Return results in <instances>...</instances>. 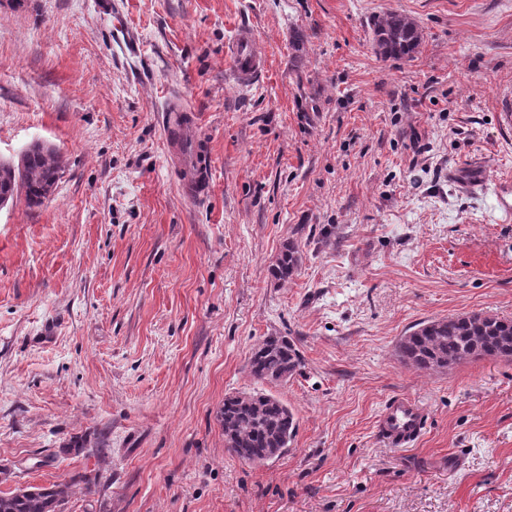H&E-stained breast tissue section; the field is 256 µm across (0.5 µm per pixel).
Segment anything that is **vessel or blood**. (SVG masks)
<instances>
[{"label":"vessel or blood","mask_w":512,"mask_h":512,"mask_svg":"<svg viewBox=\"0 0 512 512\" xmlns=\"http://www.w3.org/2000/svg\"><path fill=\"white\" fill-rule=\"evenodd\" d=\"M235 77L244 83L256 82L266 69V60L257 48L252 29L238 31L229 49ZM162 127L171 147L170 160L183 172V192L192 200L208 193V147L198 137L194 115L186 102L173 98L164 110ZM423 411L415 400L402 397L388 404L378 420V432L388 443L402 446L415 441L421 431Z\"/></svg>","instance_id":"obj_1"}]
</instances>
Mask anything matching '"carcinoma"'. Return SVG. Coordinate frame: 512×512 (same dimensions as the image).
Returning a JSON list of instances; mask_svg holds the SVG:
<instances>
[{
  "label": "carcinoma",
  "mask_w": 512,
  "mask_h": 512,
  "mask_svg": "<svg viewBox=\"0 0 512 512\" xmlns=\"http://www.w3.org/2000/svg\"><path fill=\"white\" fill-rule=\"evenodd\" d=\"M422 40L417 24L407 16L390 12L373 26L372 47L384 58H411ZM62 168L59 152L50 145L28 149L23 169L0 164V196L14 198L24 192L30 206L48 198ZM294 242L286 243L277 260L274 275L286 279L298 268ZM401 362L421 372L451 363L496 357L512 360V320L479 313L432 320L417 325L397 344ZM301 366V356L285 336L266 337L251 353L250 374L261 382H286ZM226 447L240 460L256 463L283 455L296 434L292 409L280 399L255 391L243 400L239 395L224 398L219 411ZM79 482L90 483L85 475L49 487H28L0 493V512H62V506Z\"/></svg>",
  "instance_id": "cac0c4a2"
}]
</instances>
